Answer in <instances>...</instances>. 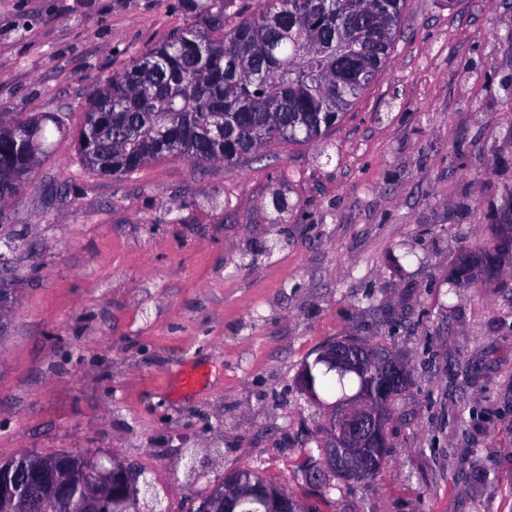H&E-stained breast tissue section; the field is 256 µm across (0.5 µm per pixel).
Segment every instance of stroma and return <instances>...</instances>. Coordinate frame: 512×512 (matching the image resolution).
Returning <instances> with one entry per match:
<instances>
[{
	"label": "stroma",
	"mask_w": 512,
	"mask_h": 512,
	"mask_svg": "<svg viewBox=\"0 0 512 512\" xmlns=\"http://www.w3.org/2000/svg\"><path fill=\"white\" fill-rule=\"evenodd\" d=\"M196 15L190 0H0V115L63 113L31 185L0 346V461L91 451L196 512L233 469L313 512H512V269L463 257L512 219V0H408L375 79L323 140L234 168L86 170L74 134L104 83ZM346 338L410 384L373 480L305 482L324 414L297 385ZM208 369L170 391L183 366ZM210 457L187 474L180 449Z\"/></svg>",
	"instance_id": "1"
}]
</instances>
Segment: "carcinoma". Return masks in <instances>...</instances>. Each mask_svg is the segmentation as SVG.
<instances>
[{"instance_id": "obj_1", "label": "carcinoma", "mask_w": 512, "mask_h": 512, "mask_svg": "<svg viewBox=\"0 0 512 512\" xmlns=\"http://www.w3.org/2000/svg\"><path fill=\"white\" fill-rule=\"evenodd\" d=\"M406 0H263V8L224 29V14L201 3L199 19L173 39L130 59L89 102L76 134L84 166L130 176L151 162L180 157L197 165L222 161L233 168L274 142H312L338 123L388 57L401 28ZM224 113V140L215 137V113ZM68 132L59 112L16 119L0 129V201L25 189L53 133ZM473 257L485 271L501 250H512V224ZM17 272L0 279V301L13 305ZM310 400L342 398L362 389L392 400L405 386L385 383L370 357L358 371L340 374L319 358L305 361ZM387 444L368 449L370 478L381 472ZM97 461L91 452L27 455L0 462V512H61L59 478L75 488L72 512L93 498L102 512H139L127 475L89 485Z\"/></svg>"}]
</instances>
